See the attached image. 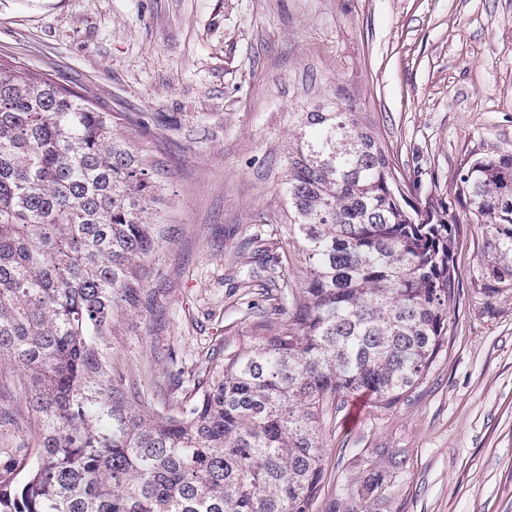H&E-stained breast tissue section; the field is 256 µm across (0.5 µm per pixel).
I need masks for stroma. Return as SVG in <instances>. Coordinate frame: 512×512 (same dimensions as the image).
Returning <instances> with one entry per match:
<instances>
[{
	"label": "stroma",
	"instance_id": "obj_1",
	"mask_svg": "<svg viewBox=\"0 0 512 512\" xmlns=\"http://www.w3.org/2000/svg\"><path fill=\"white\" fill-rule=\"evenodd\" d=\"M0 59L143 123L162 160L154 304L121 326L132 369L171 376L226 340L275 328L254 250L281 231L291 115L345 87L416 197H455L469 150L512 144V0H0ZM448 343L395 406L337 399L322 418L326 512L351 461L400 448L381 512H512V298L473 295L464 227Z\"/></svg>",
	"mask_w": 512,
	"mask_h": 512
}]
</instances>
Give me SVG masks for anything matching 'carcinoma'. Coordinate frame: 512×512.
<instances>
[{"label": "carcinoma", "mask_w": 512, "mask_h": 512, "mask_svg": "<svg viewBox=\"0 0 512 512\" xmlns=\"http://www.w3.org/2000/svg\"><path fill=\"white\" fill-rule=\"evenodd\" d=\"M116 119L0 59V365L17 376L0 432L35 431L0 466V512H313L324 408L360 392L398 403L448 341L462 224L482 228L474 297L489 314L512 297V145L469 152L462 219L413 198L344 88L294 113L283 232L301 285L272 307L277 330L213 348L178 397L121 352L176 228L147 178L161 163L116 138ZM256 253L289 282L288 259ZM405 467L398 448L357 460L328 512H380Z\"/></svg>", "instance_id": "carcinoma-1"}]
</instances>
